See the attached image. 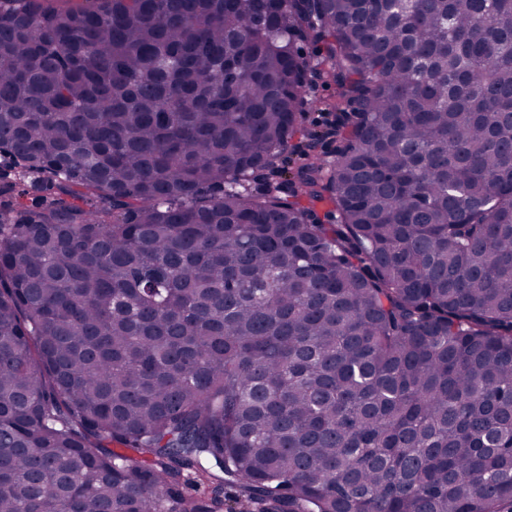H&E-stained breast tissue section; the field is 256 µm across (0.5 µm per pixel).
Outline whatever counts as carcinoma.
I'll return each mask as SVG.
<instances>
[{
  "label": "carcinoma",
  "instance_id": "1",
  "mask_svg": "<svg viewBox=\"0 0 512 512\" xmlns=\"http://www.w3.org/2000/svg\"><path fill=\"white\" fill-rule=\"evenodd\" d=\"M5 151L0 512H512V0H0ZM311 95L316 99H313L311 102L309 101V104L304 109V112H306L304 125L312 130H320V127L317 125L318 121H320V108L322 106L319 104V100H332L335 95V88L333 85H323L315 92H312Z\"/></svg>",
  "mask_w": 512,
  "mask_h": 512
}]
</instances>
